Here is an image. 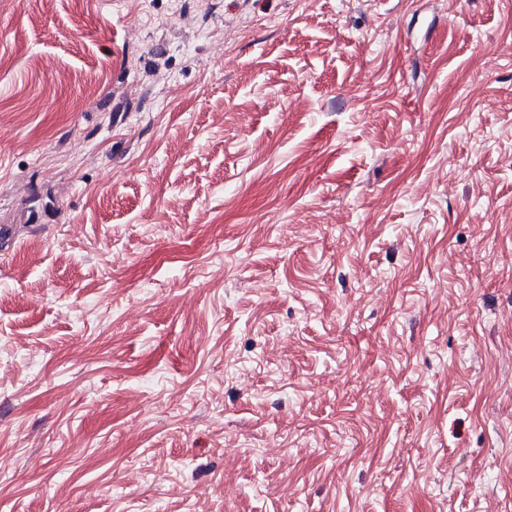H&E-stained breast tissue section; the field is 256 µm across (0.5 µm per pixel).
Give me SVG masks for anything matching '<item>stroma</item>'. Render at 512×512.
Returning a JSON list of instances; mask_svg holds the SVG:
<instances>
[{
  "instance_id": "1",
  "label": "stroma",
  "mask_w": 512,
  "mask_h": 512,
  "mask_svg": "<svg viewBox=\"0 0 512 512\" xmlns=\"http://www.w3.org/2000/svg\"><path fill=\"white\" fill-rule=\"evenodd\" d=\"M0 512H512V0H0Z\"/></svg>"
}]
</instances>
